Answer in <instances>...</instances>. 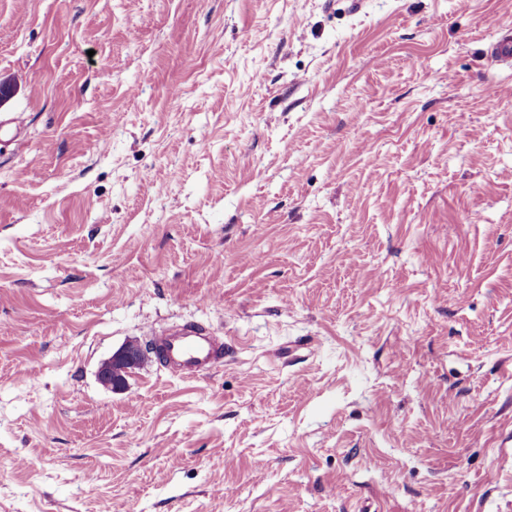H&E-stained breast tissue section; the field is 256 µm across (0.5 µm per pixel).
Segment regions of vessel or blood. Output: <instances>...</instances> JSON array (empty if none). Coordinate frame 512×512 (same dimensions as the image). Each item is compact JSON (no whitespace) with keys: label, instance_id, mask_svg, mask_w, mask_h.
Wrapping results in <instances>:
<instances>
[{"label":"vessel or blood","instance_id":"obj_1","mask_svg":"<svg viewBox=\"0 0 512 512\" xmlns=\"http://www.w3.org/2000/svg\"><path fill=\"white\" fill-rule=\"evenodd\" d=\"M157 347L165 364L188 378H202L224 361L223 341L193 325L162 332Z\"/></svg>","mask_w":512,"mask_h":512}]
</instances>
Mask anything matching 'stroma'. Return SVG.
<instances>
[{"instance_id":"1","label":"stroma","mask_w":512,"mask_h":512,"mask_svg":"<svg viewBox=\"0 0 512 512\" xmlns=\"http://www.w3.org/2000/svg\"><path fill=\"white\" fill-rule=\"evenodd\" d=\"M351 2L0 0V512H512V0ZM156 344L165 364L187 378H203L224 362V342L194 325L162 332ZM145 353H147L146 348H142V346L138 344L129 343L125 345L102 365L98 373V379L102 380L110 376V372L108 371L109 365H111V369L112 366L114 368L120 367L125 374H127L131 369L140 365L145 357Z\"/></svg>"}]
</instances>
